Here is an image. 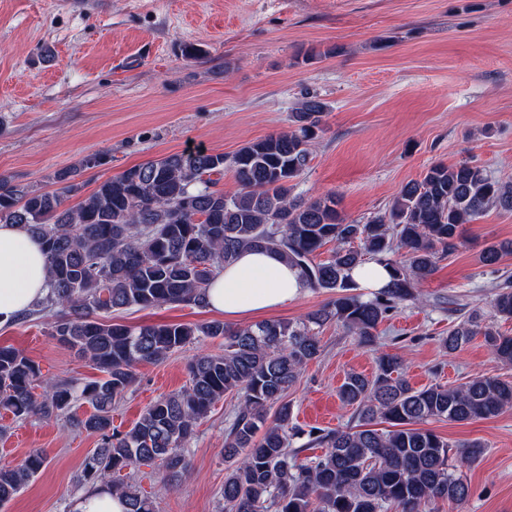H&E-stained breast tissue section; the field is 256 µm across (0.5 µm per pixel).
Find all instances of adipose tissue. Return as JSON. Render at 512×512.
<instances>
[{"label": "adipose tissue", "instance_id": "ef3b65f1", "mask_svg": "<svg viewBox=\"0 0 512 512\" xmlns=\"http://www.w3.org/2000/svg\"><path fill=\"white\" fill-rule=\"evenodd\" d=\"M47 262L38 238L22 224L0 223V328L16 322L47 292ZM296 269L272 252L245 251L211 283L208 303L225 318L266 313L296 299Z\"/></svg>", "mask_w": 512, "mask_h": 512}]
</instances>
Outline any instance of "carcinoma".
I'll use <instances>...</instances> for the list:
<instances>
[{
    "mask_svg": "<svg viewBox=\"0 0 512 512\" xmlns=\"http://www.w3.org/2000/svg\"><path fill=\"white\" fill-rule=\"evenodd\" d=\"M326 112L324 102L306 96L289 131L250 141L230 156L198 150L134 165L73 207L64 202L82 189L76 177L102 165V157L58 173L60 187L52 192L0 177V223L26 225L47 257L48 293L28 315L52 311V335L103 374L90 381L46 377L32 358L0 345V409L17 419L68 416L98 436L82 481L121 495L129 512L156 510L134 485L111 475L160 460L167 484L177 485L190 470L188 444L197 423L230 393L238 405L224 437L227 512H434L439 501L469 496L449 464L451 445L424 424L490 419L512 407V381L496 375L414 389L403 357L382 352L372 377L350 372L339 389L352 424L309 431L306 447L324 449L320 456L302 459L303 449L291 447L301 431L286 394L320 356V329L334 322L373 345L379 325L398 305L418 299L438 261L462 245L466 224L494 205L512 210V186L471 161L432 165L363 224L341 214L332 192L316 199L292 195ZM226 169L238 184L231 195L219 187ZM327 244L333 248L321 260ZM247 248L277 253L299 271L303 288L330 300L296 322H112L119 309L206 307L210 281ZM510 254L512 242L493 243L481 261L496 265ZM368 259L390 272L387 286L371 298L350 276ZM498 320L512 321L507 286L491 299L489 315L470 311L448 329L443 352L453 355L481 335L495 360L512 364V336L495 328ZM201 336L223 339L224 350L193 358L183 390L154 401L128 430L113 429L112 408L133 385L136 368L160 363ZM79 401L93 408L83 418L72 413ZM483 452L478 442L461 444L457 461L469 465ZM46 463L47 454L34 449L18 465L1 466L0 506Z\"/></svg>",
    "mask_w": 512,
    "mask_h": 512,
    "instance_id": "cac0c4a2",
    "label": "carcinoma"
}]
</instances>
